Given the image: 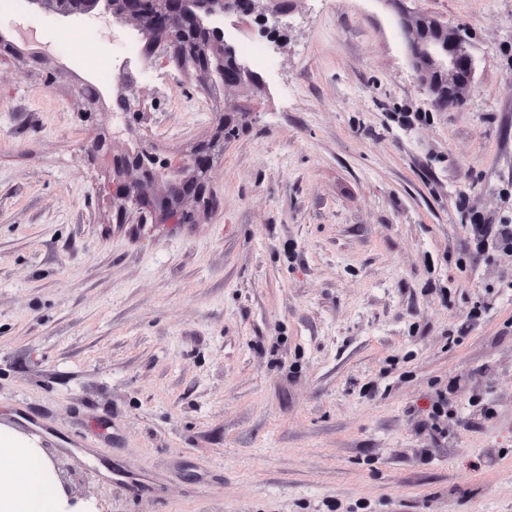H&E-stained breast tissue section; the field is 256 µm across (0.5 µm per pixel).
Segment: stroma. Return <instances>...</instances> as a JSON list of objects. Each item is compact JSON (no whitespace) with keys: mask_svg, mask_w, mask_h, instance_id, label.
Segmentation results:
<instances>
[{"mask_svg":"<svg viewBox=\"0 0 512 512\" xmlns=\"http://www.w3.org/2000/svg\"><path fill=\"white\" fill-rule=\"evenodd\" d=\"M246 95L138 73L160 158L246 107L196 223L116 224L101 163L141 31L22 4L0 60V416L112 512H512V0H415L476 47L438 111L383 0H288ZM135 52L113 48V36ZM490 230L477 240L473 225Z\"/></svg>","mask_w":512,"mask_h":512,"instance_id":"stroma-1","label":"stroma"}]
</instances>
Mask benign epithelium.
<instances>
[{"mask_svg": "<svg viewBox=\"0 0 512 512\" xmlns=\"http://www.w3.org/2000/svg\"><path fill=\"white\" fill-rule=\"evenodd\" d=\"M268 2L273 4V13L284 6V0H167L165 11L159 13L153 0H124L123 15L155 29L156 38L145 50L148 64L172 63L181 68L188 50L203 54L208 47L220 45L222 54L216 63H207L196 71L200 88L207 89L219 77L224 85L249 92L260 87L259 77L237 60L234 47L224 42V33L207 27L205 19L224 14L254 15L265 25ZM383 2L394 7L410 62L433 100L444 108L454 106L459 88H470L474 82V45L468 32L406 6V0ZM110 12L112 0H71L65 14L102 17ZM144 119L140 102L128 101L121 111L111 113V135L92 142L88 148L93 159L105 161L112 171L108 189L117 206L116 217L122 221L136 212L143 224H192L195 214L185 207L184 200L193 197L205 209L212 206L207 181L194 179V173L211 170L210 144L233 134L237 123L233 111L224 112L211 138L197 142L189 152L155 169L144 164V157L151 154L145 140L116 148L120 139L136 134Z\"/></svg>", "mask_w": 512, "mask_h": 512, "instance_id": "benign-epithelium-1", "label": "benign epithelium"}]
</instances>
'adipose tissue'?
<instances>
[{
  "mask_svg": "<svg viewBox=\"0 0 512 512\" xmlns=\"http://www.w3.org/2000/svg\"><path fill=\"white\" fill-rule=\"evenodd\" d=\"M88 507L73 500L46 448L0 422V512H87Z\"/></svg>",
  "mask_w": 512,
  "mask_h": 512,
  "instance_id": "1",
  "label": "adipose tissue"
}]
</instances>
